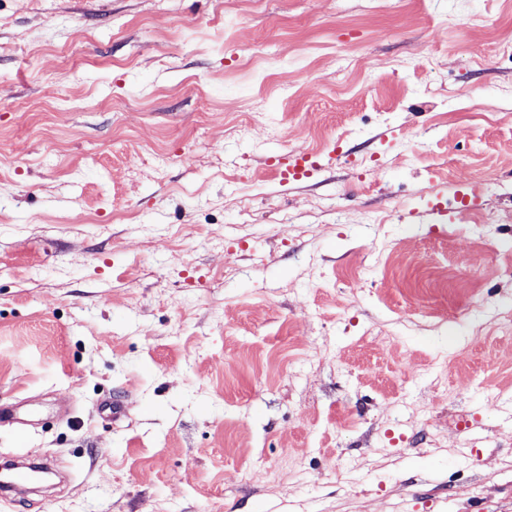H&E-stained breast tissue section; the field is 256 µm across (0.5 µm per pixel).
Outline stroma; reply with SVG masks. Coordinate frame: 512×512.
<instances>
[{
    "label": "stroma",
    "instance_id": "1",
    "mask_svg": "<svg viewBox=\"0 0 512 512\" xmlns=\"http://www.w3.org/2000/svg\"><path fill=\"white\" fill-rule=\"evenodd\" d=\"M510 45L512 0H0V457L77 465L0 512H512Z\"/></svg>",
    "mask_w": 512,
    "mask_h": 512
}]
</instances>
